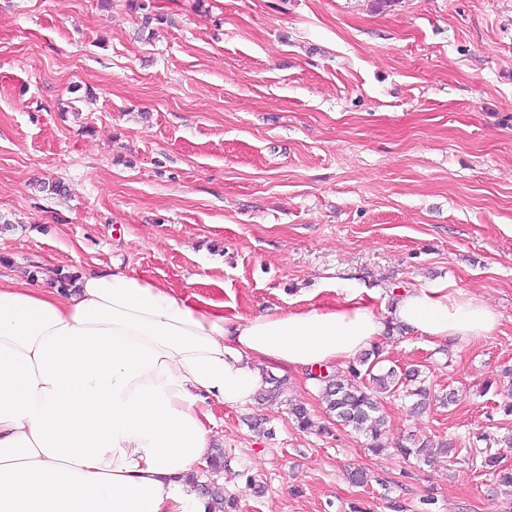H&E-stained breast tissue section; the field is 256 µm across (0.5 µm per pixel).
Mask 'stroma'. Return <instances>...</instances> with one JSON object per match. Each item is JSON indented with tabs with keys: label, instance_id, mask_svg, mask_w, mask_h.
Returning a JSON list of instances; mask_svg holds the SVG:
<instances>
[{
	"label": "stroma",
	"instance_id": "obj_1",
	"mask_svg": "<svg viewBox=\"0 0 512 512\" xmlns=\"http://www.w3.org/2000/svg\"><path fill=\"white\" fill-rule=\"evenodd\" d=\"M146 2L0 0V275L115 263L244 318L346 281L482 297L486 336L378 340L454 404L383 398L374 453L299 430L320 393L273 368L283 398L214 405L216 478L238 512H512L484 466L512 468V0ZM432 448H439V454H448V442H440L434 445L430 439L420 441V439L410 435L395 443V450L400 456L404 458L415 456L427 464H434L438 457V452H433Z\"/></svg>",
	"mask_w": 512,
	"mask_h": 512
}]
</instances>
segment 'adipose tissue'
<instances>
[{
	"instance_id": "obj_1",
	"label": "adipose tissue",
	"mask_w": 512,
	"mask_h": 512,
	"mask_svg": "<svg viewBox=\"0 0 512 512\" xmlns=\"http://www.w3.org/2000/svg\"><path fill=\"white\" fill-rule=\"evenodd\" d=\"M500 319L444 283L377 309L351 287L243 318L115 266L65 291L0 276V512H222L189 476L210 454L211 406L251 404L267 365L326 367L396 326L469 340Z\"/></svg>"
}]
</instances>
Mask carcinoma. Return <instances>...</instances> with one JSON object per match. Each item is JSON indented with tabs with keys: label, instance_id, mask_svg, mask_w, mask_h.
I'll list each match as a JSON object with an SVG mask.
<instances>
[{
	"label": "carcinoma",
	"instance_id": "carcinoma-1",
	"mask_svg": "<svg viewBox=\"0 0 512 512\" xmlns=\"http://www.w3.org/2000/svg\"><path fill=\"white\" fill-rule=\"evenodd\" d=\"M379 358L380 350L374 348L349 363L350 376L354 379L367 376V384L344 382L331 372L326 375L309 373V379L319 388L326 411L335 418L336 425L365 433L368 448L375 453L386 447L383 441L385 418L379 415L380 396L393 394L404 386L410 389L409 395L417 397L415 408L419 409L424 407L430 395L420 381V370L417 368L398 372L391 367L383 373H373ZM288 410L298 428L309 430L313 427L310 414L303 405L291 403ZM395 450L404 458L415 456L427 464H433L438 454H448V443L440 442L435 445L429 439L420 440L408 436L395 443ZM484 465L496 473L500 485L512 488V468L501 467L500 461L494 456L486 457ZM202 491L207 496L223 501L224 512H236L237 499L226 493L224 487L212 482L202 485Z\"/></svg>",
	"mask_w": 512,
	"mask_h": 512
}]
</instances>
